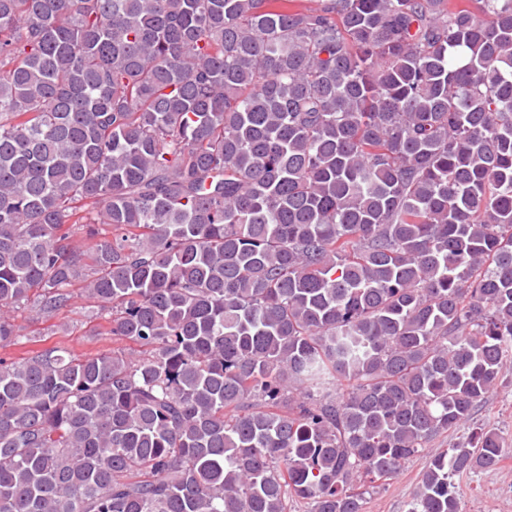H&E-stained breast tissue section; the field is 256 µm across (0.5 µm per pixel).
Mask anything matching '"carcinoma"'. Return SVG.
I'll return each mask as SVG.
<instances>
[{"label": "carcinoma", "mask_w": 512, "mask_h": 512, "mask_svg": "<svg viewBox=\"0 0 512 512\" xmlns=\"http://www.w3.org/2000/svg\"><path fill=\"white\" fill-rule=\"evenodd\" d=\"M0 0V512H363L512 366V0ZM492 430L409 512H459ZM79 291L78 288L75 289L77 294L69 311L60 317L46 319L29 311L17 312L15 323L24 328V333L45 341L29 342L0 349V358L29 357L54 344L67 347L71 354L78 358L112 349H122L130 356L138 358L141 355L140 348L133 343L112 342L111 336H89L93 330L105 325V322L95 315L97 308L94 306L97 304L86 299ZM63 322L68 324V329L65 331L59 328Z\"/></svg>", "instance_id": "cac0c4a2"}]
</instances>
